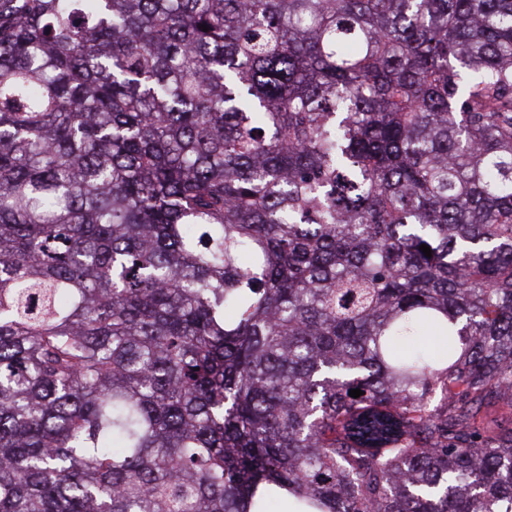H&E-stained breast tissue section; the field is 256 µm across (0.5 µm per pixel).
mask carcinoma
<instances>
[{
	"instance_id": "1",
	"label": "carcinoma",
	"mask_w": 512,
	"mask_h": 512,
	"mask_svg": "<svg viewBox=\"0 0 512 512\" xmlns=\"http://www.w3.org/2000/svg\"><path fill=\"white\" fill-rule=\"evenodd\" d=\"M500 401L512 0H0V512H512Z\"/></svg>"
}]
</instances>
